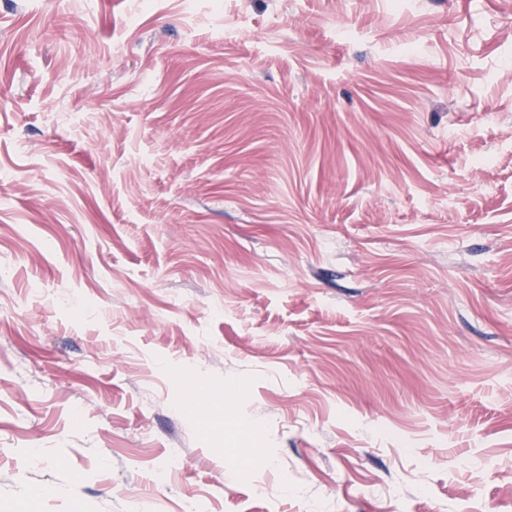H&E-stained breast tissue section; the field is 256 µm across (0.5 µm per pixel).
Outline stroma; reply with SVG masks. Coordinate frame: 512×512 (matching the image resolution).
<instances>
[{
    "mask_svg": "<svg viewBox=\"0 0 512 512\" xmlns=\"http://www.w3.org/2000/svg\"><path fill=\"white\" fill-rule=\"evenodd\" d=\"M1 170L0 512H512V0H0Z\"/></svg>",
    "mask_w": 512,
    "mask_h": 512,
    "instance_id": "1",
    "label": "stroma"
}]
</instances>
